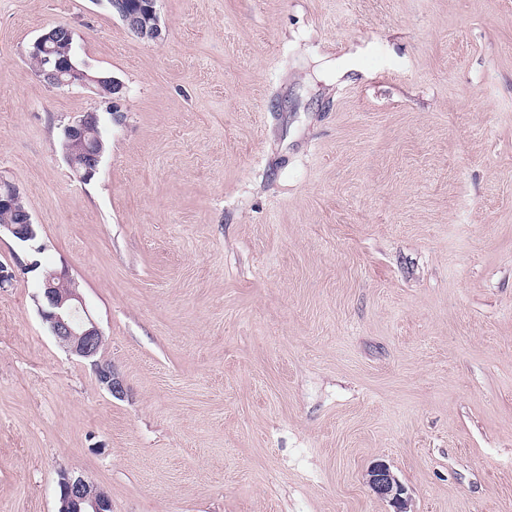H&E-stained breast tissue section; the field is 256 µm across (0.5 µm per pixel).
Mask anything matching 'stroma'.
<instances>
[{
    "label": "stroma",
    "mask_w": 512,
    "mask_h": 512,
    "mask_svg": "<svg viewBox=\"0 0 512 512\" xmlns=\"http://www.w3.org/2000/svg\"><path fill=\"white\" fill-rule=\"evenodd\" d=\"M0 0V177L126 394L61 348L0 236V512L61 472L112 512H512V0ZM69 27L57 90L32 43ZM98 111L88 182L64 127ZM114 7H118L125 24L139 38L147 41L161 38L156 0H113L112 9ZM60 28L61 39L53 55L61 56L68 48L72 46L73 36L72 32L66 26H57L44 34L40 35L33 43L36 49L44 51V55H40L39 67L36 70V74L39 78L47 81L51 86L63 89L73 86H93L94 84H103L110 87L112 93L117 94L113 97L111 105L113 109H116V98H119V94L122 92L123 85L112 76H96L90 75L84 63H81L76 58L75 53L71 52L70 55L64 57H56L47 53V44L53 42L56 39V32ZM366 475L369 488L379 498L388 500L395 508V512H409L408 499L403 497L405 490L386 463H374L368 469Z\"/></svg>",
    "instance_id": "obj_1"
}]
</instances>
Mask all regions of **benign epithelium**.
<instances>
[{"mask_svg": "<svg viewBox=\"0 0 512 512\" xmlns=\"http://www.w3.org/2000/svg\"><path fill=\"white\" fill-rule=\"evenodd\" d=\"M112 6L119 9L125 24L139 38L147 41L161 38L156 0H112ZM56 32L57 28L54 27L34 41L36 49L44 52L40 56L38 77L58 89L103 84L117 95L122 92L123 85L118 80L112 76L89 74L86 65L79 62L75 54L56 57L47 53V44L56 39ZM97 119L96 112H86L64 128L65 159L69 162L75 156H82L81 165L73 167V170L83 182L96 175L103 157L102 144L91 148L84 136L85 130ZM20 196L15 184L0 178V206L15 207L21 214V223L1 224L0 232L26 243L35 238V231L31 224V213L16 207ZM38 305L40 316L56 342L71 354L89 361L98 382L110 394L116 396L122 393L123 385L112 362L100 355L102 331L87 309L77 282L66 269L45 274ZM367 484L379 498L391 503L395 512H409L408 499L403 497L404 488L387 464L377 462L371 465L367 471ZM59 487L57 512H112V501L107 491L90 485L80 476L61 473Z\"/></svg>", "mask_w": 512, "mask_h": 512, "instance_id": "1", "label": "benign epithelium"}]
</instances>
